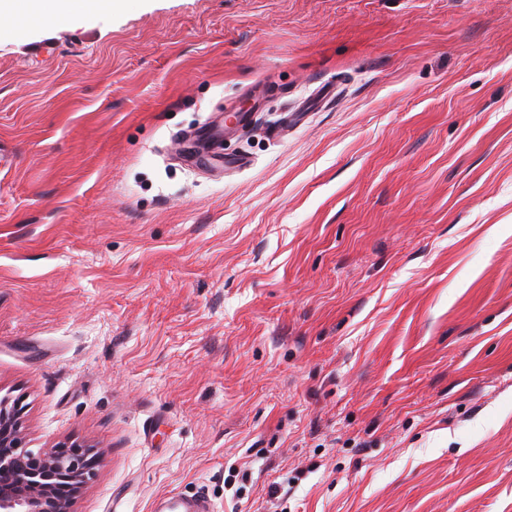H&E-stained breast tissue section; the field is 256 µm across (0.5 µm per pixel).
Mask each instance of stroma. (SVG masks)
<instances>
[{"label":"stroma","instance_id":"obj_1","mask_svg":"<svg viewBox=\"0 0 512 512\" xmlns=\"http://www.w3.org/2000/svg\"><path fill=\"white\" fill-rule=\"evenodd\" d=\"M242 169L188 164L226 105ZM0 397L75 512H512V0H128L0 34ZM154 512H213V505L202 495L187 497L170 492L153 504Z\"/></svg>","mask_w":512,"mask_h":512}]
</instances>
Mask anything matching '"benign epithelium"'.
<instances>
[{
    "mask_svg": "<svg viewBox=\"0 0 512 512\" xmlns=\"http://www.w3.org/2000/svg\"><path fill=\"white\" fill-rule=\"evenodd\" d=\"M99 456L79 443L28 450L19 406L0 400V512H74Z\"/></svg>",
    "mask_w": 512,
    "mask_h": 512,
    "instance_id": "1",
    "label": "benign epithelium"
}]
</instances>
